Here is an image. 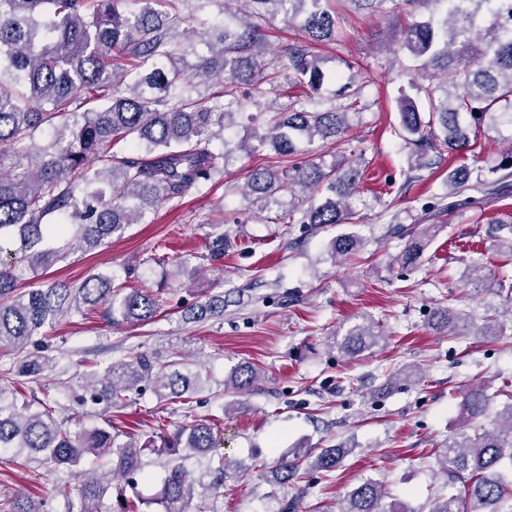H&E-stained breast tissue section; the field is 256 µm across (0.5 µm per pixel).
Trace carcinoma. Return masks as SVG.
Wrapping results in <instances>:
<instances>
[{"label":"carcinoma","instance_id":"obj_1","mask_svg":"<svg viewBox=\"0 0 512 512\" xmlns=\"http://www.w3.org/2000/svg\"><path fill=\"white\" fill-rule=\"evenodd\" d=\"M217 0H0V231H17L20 261L39 277L76 250L96 249L146 214L183 197L212 180L223 168L213 141L232 125L234 114L256 100L240 92H256L284 73L311 96L272 110L264 133H254L258 145H271L288 164L256 167L247 188L264 201L262 210L287 192L298 205L275 216L278 224H346L353 219L350 199L358 192V172L346 163L292 161L301 144L337 139L345 134L346 113L334 100L319 95L336 79L320 58L300 47L280 52L272 71L263 58L267 46L263 28L279 14L317 43L336 40V12L324 0H244L248 17L212 22L207 9ZM362 9L384 10L407 18L394 55L411 62L417 98L403 95L398 103L401 137L423 161L433 153L472 151L469 131L485 125L512 126V0H351ZM438 14L419 19L428 4ZM431 79L428 84L418 76ZM369 70L360 80L350 76L338 93L359 103L363 89L376 82ZM429 112L423 121L418 102ZM50 128L49 139L36 134ZM129 141V152L117 155V143ZM30 161V166L3 173L5 161ZM492 182H470L467 172L448 176L450 208L476 204L467 191L484 194ZM433 225L411 238L393 263L420 264ZM360 239L343 235L333 242L335 255L346 258L360 250ZM125 281L95 274L74 286L53 282L17 291L16 268L0 261V353H22L41 329L78 313L87 317L98 308L112 321L148 322L163 307V297L131 284L136 266L124 270ZM224 312V296L210 298L189 310L194 319ZM382 338L368 320L348 330L339 344L355 357ZM50 359L25 356L14 365L19 377H37ZM261 370L252 363L234 367L224 381L231 393L252 390ZM207 382L202 368L173 359L160 363L133 352L101 371L86 373L80 402L107 412L135 400L142 386L161 399H186ZM489 396L473 386L464 408L472 420L482 417ZM55 406L36 397L19 399L0 390V449L27 450V459L48 468H81L79 497L68 512H102L103 479L128 480L143 472L142 452L159 448L169 456L167 476L150 502L161 512H188L194 498L184 461L188 457L218 458L206 468L203 489L218 493L247 472L221 452L214 425L196 420L171 435L144 443L119 440L112 420L73 432L55 417ZM349 449L294 448L279 457L269 473L282 488L302 468L330 472ZM436 465L458 494L443 492L431 500L428 512H505L512 503V405L492 429L473 435L462 432L434 452ZM385 488L366 480L340 503L338 512H386ZM0 512H46L44 501L21 495L0 501Z\"/></svg>","mask_w":512,"mask_h":512}]
</instances>
